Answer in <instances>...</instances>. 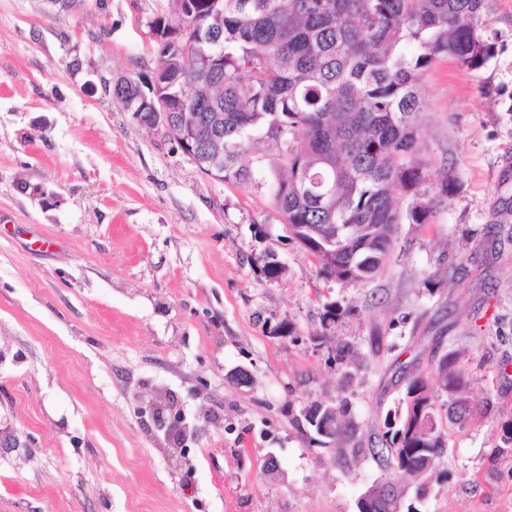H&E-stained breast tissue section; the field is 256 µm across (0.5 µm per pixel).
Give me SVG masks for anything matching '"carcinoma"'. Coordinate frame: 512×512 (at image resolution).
I'll list each match as a JSON object with an SVG mask.
<instances>
[{"label": "carcinoma", "instance_id": "cac0c4a2", "mask_svg": "<svg viewBox=\"0 0 512 512\" xmlns=\"http://www.w3.org/2000/svg\"><path fill=\"white\" fill-rule=\"evenodd\" d=\"M484 0H181L180 42L165 16L156 68L105 87L122 109L154 126L153 104L168 96L193 108L171 122L190 133L198 155L224 160L223 181L254 179L247 159L254 137L276 143L281 174L274 205L284 223L328 275L369 279L382 269L401 218L425 224L447 205L453 183L420 198L430 162L421 157V78L440 58L470 69L492 46L481 35ZM411 199L401 211L402 197ZM333 240L329 245L326 240ZM432 374L407 386L416 397L386 416L381 447L371 448L388 477L413 473L443 443L419 432L421 405L448 394L468 400V381L451 352ZM347 405L319 415L332 440L348 438Z\"/></svg>", "mask_w": 512, "mask_h": 512}]
</instances>
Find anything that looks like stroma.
<instances>
[{
  "mask_svg": "<svg viewBox=\"0 0 512 512\" xmlns=\"http://www.w3.org/2000/svg\"><path fill=\"white\" fill-rule=\"evenodd\" d=\"M174 14L0 0V512H358L387 476L369 453L387 413L452 351L490 411L449 427L421 512H512V455L495 453L512 421V0H484L482 67L441 59L422 80L447 206L401 221L381 271L351 283L274 209V143L250 154L254 181H217L105 92L154 69L149 23ZM340 341L358 363L335 360ZM170 396L179 452L153 419ZM316 400L348 403L342 447L306 425Z\"/></svg>",
  "mask_w": 512,
  "mask_h": 512,
  "instance_id": "obj_1",
  "label": "stroma"
}]
</instances>
